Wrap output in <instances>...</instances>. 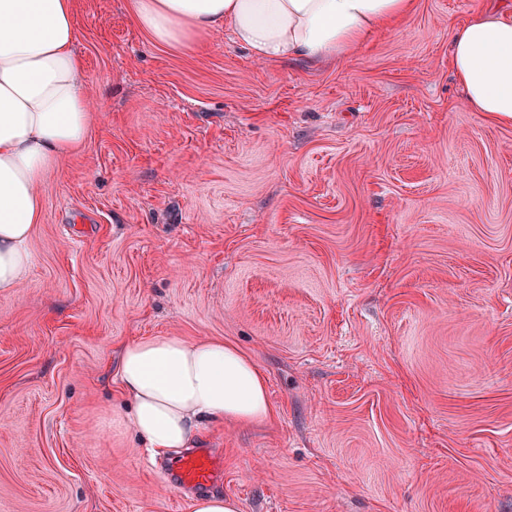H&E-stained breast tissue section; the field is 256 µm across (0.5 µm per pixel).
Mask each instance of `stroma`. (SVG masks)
<instances>
[{"label": "stroma", "instance_id": "stroma-1", "mask_svg": "<svg viewBox=\"0 0 512 512\" xmlns=\"http://www.w3.org/2000/svg\"><path fill=\"white\" fill-rule=\"evenodd\" d=\"M416 0L333 63L170 51L73 0L94 125L0 294V512H190L121 348L220 338L271 417L204 423L241 512H512V121L471 111Z\"/></svg>", "mask_w": 512, "mask_h": 512}]
</instances>
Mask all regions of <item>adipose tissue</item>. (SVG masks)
Listing matches in <instances>:
<instances>
[{
	"instance_id": "obj_1",
	"label": "adipose tissue",
	"mask_w": 512,
	"mask_h": 512,
	"mask_svg": "<svg viewBox=\"0 0 512 512\" xmlns=\"http://www.w3.org/2000/svg\"><path fill=\"white\" fill-rule=\"evenodd\" d=\"M413 9L414 0H133L132 20L171 49L224 29L259 60L321 64ZM77 40L73 0H0V293L30 270L40 184L94 120ZM448 64L471 111L512 120V9L484 10L453 28ZM118 377L131 425L157 455L187 447L202 422L251 426L271 414L264 373L220 340L126 344Z\"/></svg>"
}]
</instances>
